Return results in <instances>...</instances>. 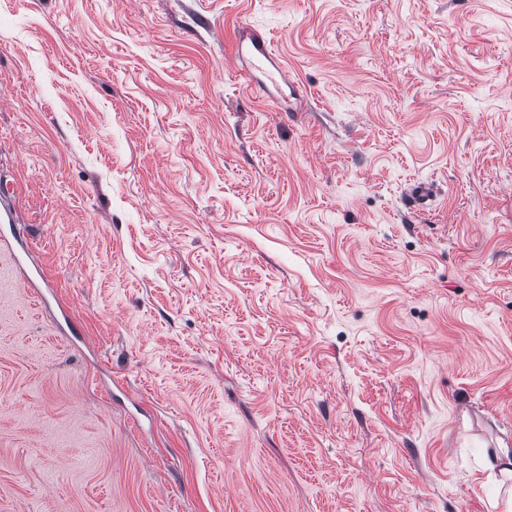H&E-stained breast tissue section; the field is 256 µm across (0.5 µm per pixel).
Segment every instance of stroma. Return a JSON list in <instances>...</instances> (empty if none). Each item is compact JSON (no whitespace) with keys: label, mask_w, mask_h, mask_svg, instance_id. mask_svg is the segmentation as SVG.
Segmentation results:
<instances>
[{"label":"stroma","mask_w":512,"mask_h":512,"mask_svg":"<svg viewBox=\"0 0 512 512\" xmlns=\"http://www.w3.org/2000/svg\"><path fill=\"white\" fill-rule=\"evenodd\" d=\"M2 183L0 512H504L512 0H0ZM433 186L428 181H414L406 194V202L410 209L423 212L428 202L432 200Z\"/></svg>","instance_id":"1"}]
</instances>
